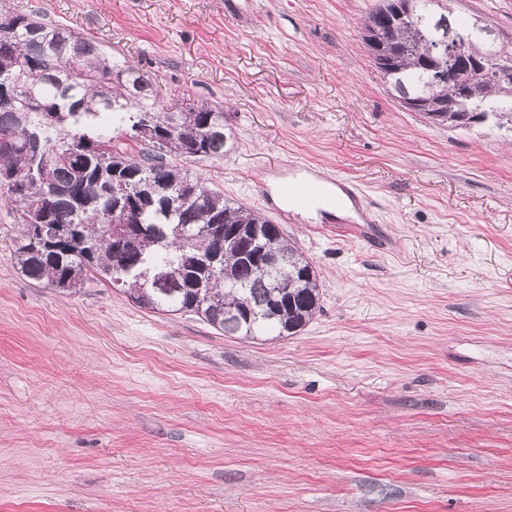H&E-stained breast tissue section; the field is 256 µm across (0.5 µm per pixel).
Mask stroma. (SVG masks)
<instances>
[{"label": "stroma", "mask_w": 512, "mask_h": 512, "mask_svg": "<svg viewBox=\"0 0 512 512\" xmlns=\"http://www.w3.org/2000/svg\"><path fill=\"white\" fill-rule=\"evenodd\" d=\"M379 0H0L139 63L158 104H225L190 163L316 267L297 335L239 339L69 296L12 259L0 199V512H512V130L402 106L362 22ZM512 43V0H453ZM357 182L372 234L282 217L297 162Z\"/></svg>", "instance_id": "35a3bbf8"}]
</instances>
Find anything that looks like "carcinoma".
Returning a JSON list of instances; mask_svg holds the SVG:
<instances>
[{
  "label": "carcinoma",
  "instance_id": "carcinoma-1",
  "mask_svg": "<svg viewBox=\"0 0 512 512\" xmlns=\"http://www.w3.org/2000/svg\"><path fill=\"white\" fill-rule=\"evenodd\" d=\"M432 8L397 21L379 6L364 21L376 32V70L403 106L427 116L450 103L430 80L437 59L426 46L441 35ZM473 39L462 62L470 104L494 111L512 104V50L485 71ZM0 189L20 211L13 256L27 279L58 292L108 282L141 308L191 312L230 336H294L320 309L312 263L261 214L208 188L168 161L224 156V107L190 104L164 111L149 77L112 61L98 41L19 11L0 13ZM131 141L138 148H124ZM257 229L280 264L262 278L241 256ZM213 252L211 265L202 256Z\"/></svg>",
  "mask_w": 512,
  "mask_h": 512
}]
</instances>
